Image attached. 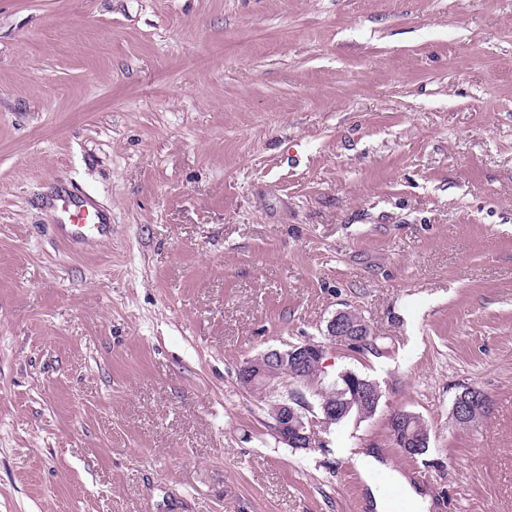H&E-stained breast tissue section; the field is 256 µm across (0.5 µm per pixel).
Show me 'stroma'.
<instances>
[{"mask_svg": "<svg viewBox=\"0 0 512 512\" xmlns=\"http://www.w3.org/2000/svg\"><path fill=\"white\" fill-rule=\"evenodd\" d=\"M309 340L381 400L295 450L236 371ZM370 452L512 512V0H0V512H374ZM53 207H58L65 220L64 224H57L65 239L103 241L107 237L109 224H102L100 210L92 201L79 202L62 197ZM327 336L345 344L354 352H365L371 347L370 338L374 344L376 339L370 334L366 321L350 310L339 311L333 316L327 326ZM476 397L465 392L458 394L454 400L451 415L455 422H465V424L473 425L479 423L487 410L477 409L475 407ZM411 415L412 414L410 412L401 410L392 414L391 420H389V430L392 437L391 440L393 439L395 443H398L407 455H411L410 452L414 449L420 447L422 444H426L425 438L427 435V432H424L420 434L417 439H413L408 433H404L402 431V424L407 419H410ZM401 448H399L400 451L404 453Z\"/></svg>", "mask_w": 512, "mask_h": 512, "instance_id": "35a3bbf8", "label": "stroma"}]
</instances>
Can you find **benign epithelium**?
<instances>
[{
	"label": "benign epithelium",
	"mask_w": 512,
	"mask_h": 512,
	"mask_svg": "<svg viewBox=\"0 0 512 512\" xmlns=\"http://www.w3.org/2000/svg\"><path fill=\"white\" fill-rule=\"evenodd\" d=\"M327 335L355 352H364L371 347L368 324L350 310L339 311L333 316L327 326ZM326 364L325 346L311 342L285 350L271 349L240 364L237 380L244 390L277 396L270 403L268 413L279 442L294 449L316 448L322 445L320 433L336 424L334 405L323 403L317 408L299 397L306 374L311 370L320 373ZM475 403L476 397L471 394L457 395L451 411L455 422L479 423L486 409L476 408ZM410 417L411 413L401 410L392 414L389 420L392 439L407 454L426 443V434L414 439L402 431V424Z\"/></svg>",
	"instance_id": "7a95c632"
}]
</instances>
